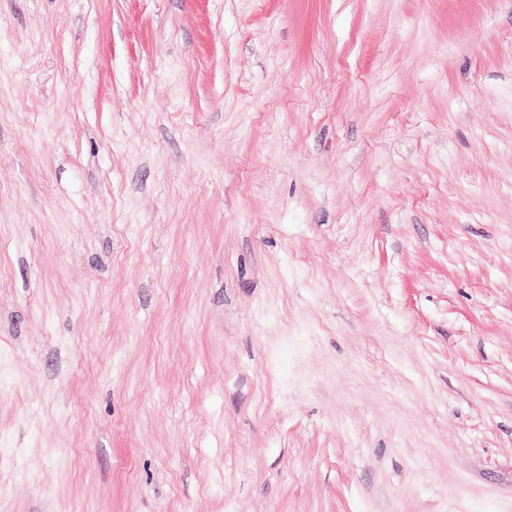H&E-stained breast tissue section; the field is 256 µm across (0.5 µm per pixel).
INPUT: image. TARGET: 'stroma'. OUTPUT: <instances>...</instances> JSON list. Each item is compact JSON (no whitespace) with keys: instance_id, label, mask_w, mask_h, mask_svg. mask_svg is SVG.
I'll use <instances>...</instances> for the list:
<instances>
[{"instance_id":"1","label":"stroma","mask_w":512,"mask_h":512,"mask_svg":"<svg viewBox=\"0 0 512 512\" xmlns=\"http://www.w3.org/2000/svg\"><path fill=\"white\" fill-rule=\"evenodd\" d=\"M0 512H512V0H0Z\"/></svg>"}]
</instances>
